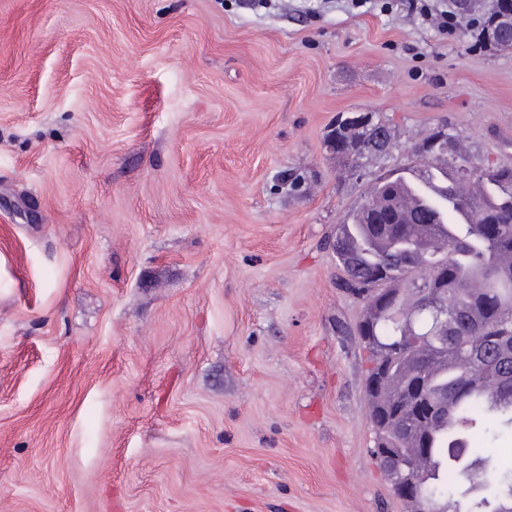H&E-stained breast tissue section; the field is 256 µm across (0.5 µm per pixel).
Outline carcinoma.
Masks as SVG:
<instances>
[{
    "instance_id": "obj_1",
    "label": "carcinoma",
    "mask_w": 512,
    "mask_h": 512,
    "mask_svg": "<svg viewBox=\"0 0 512 512\" xmlns=\"http://www.w3.org/2000/svg\"><path fill=\"white\" fill-rule=\"evenodd\" d=\"M385 140L345 118L336 120L325 144L347 175L367 184L363 200L384 210H426L431 224H368L363 207L336 225L329 247L342 271L341 287L364 304L356 334L391 348L382 360L377 387L366 390L374 440L402 453L394 468L409 463L421 475L431 512H512V459L492 461L470 447L467 432L476 426L512 425V375L492 365L474 366L463 359L473 342L512 344V166L481 164L460 150L448 133L447 147L435 144L440 127L414 146L423 168L415 166L367 178L365 160L387 157L395 139L388 121ZM447 302L448 320L458 341L444 347L433 339L430 315L419 311L421 293ZM421 381L437 406L427 417L409 402L410 388ZM463 424L450 433L448 416ZM481 470L486 494L467 510H448V486L459 475Z\"/></svg>"
}]
</instances>
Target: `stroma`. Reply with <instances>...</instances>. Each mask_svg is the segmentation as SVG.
Masks as SVG:
<instances>
[{"label":"stroma","instance_id":"obj_1","mask_svg":"<svg viewBox=\"0 0 512 512\" xmlns=\"http://www.w3.org/2000/svg\"><path fill=\"white\" fill-rule=\"evenodd\" d=\"M0 0V512H405L326 242L447 122L512 165L491 0ZM302 187L288 188L287 174ZM408 14H419L429 20L441 33L452 34L455 29L454 15L448 10H438L430 0H405Z\"/></svg>","mask_w":512,"mask_h":512}]
</instances>
